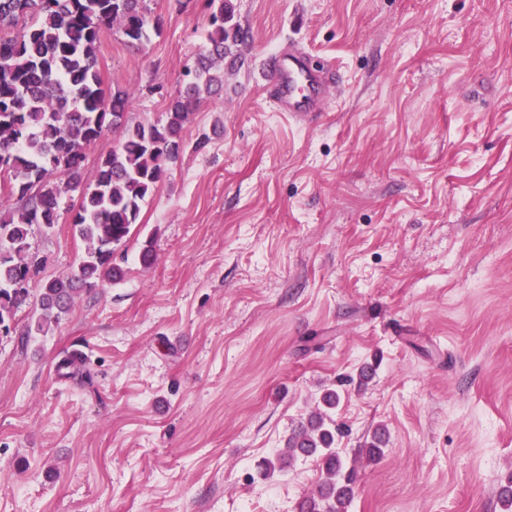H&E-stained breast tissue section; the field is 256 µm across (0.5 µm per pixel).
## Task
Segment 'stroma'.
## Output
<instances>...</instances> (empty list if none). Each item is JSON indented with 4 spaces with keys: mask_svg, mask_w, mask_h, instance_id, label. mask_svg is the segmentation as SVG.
I'll use <instances>...</instances> for the list:
<instances>
[{
    "mask_svg": "<svg viewBox=\"0 0 512 512\" xmlns=\"http://www.w3.org/2000/svg\"><path fill=\"white\" fill-rule=\"evenodd\" d=\"M248 39L114 258L45 336L68 217L0 333V512H295L315 458L262 477L341 390L348 512H503L512 474V0H233ZM137 49L97 51L130 122L163 119L208 43L206 0H146ZM338 87L307 120L260 73L285 46ZM153 241L155 261L139 260ZM80 351L92 376L71 378ZM375 366L366 386L355 378ZM385 428L380 459L362 449Z\"/></svg>",
    "mask_w": 512,
    "mask_h": 512,
    "instance_id": "obj_1",
    "label": "stroma"
}]
</instances>
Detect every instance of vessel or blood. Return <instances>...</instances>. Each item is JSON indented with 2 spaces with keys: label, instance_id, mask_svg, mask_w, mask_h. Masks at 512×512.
<instances>
[{
  "label": "vessel or blood",
  "instance_id": "b4317fda",
  "mask_svg": "<svg viewBox=\"0 0 512 512\" xmlns=\"http://www.w3.org/2000/svg\"><path fill=\"white\" fill-rule=\"evenodd\" d=\"M264 76L274 110L292 118L321 111L333 81L328 67L313 65L309 55L299 50L272 54Z\"/></svg>",
  "mask_w": 512,
  "mask_h": 512
}]
</instances>
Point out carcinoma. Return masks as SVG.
Masks as SVG:
<instances>
[{"label":"carcinoma","mask_w":512,"mask_h":512,"mask_svg":"<svg viewBox=\"0 0 512 512\" xmlns=\"http://www.w3.org/2000/svg\"><path fill=\"white\" fill-rule=\"evenodd\" d=\"M207 2L208 47L186 68L164 120L132 125L126 119L130 93L103 88L97 43L102 28L114 23L133 48L148 40L149 30L160 32L159 24L149 25L144 0H0V329L9 328L39 271L30 253L33 226L59 224L62 198L70 192L79 195L68 209L70 224L86 254L70 276L43 285L38 316L23 340L47 335L79 293L123 279L124 269L113 262L115 247L178 160L194 104L224 90V59L236 61L247 39L232 0ZM106 129L121 130V140L87 183V150ZM13 198L19 205L10 204ZM338 401V392L327 390L322 404L328 413L288 438V461L315 456L326 475L297 512H348L354 497V470L333 450L340 428L329 411Z\"/></svg>","instance_id":"cac0c4a2"}]
</instances>
